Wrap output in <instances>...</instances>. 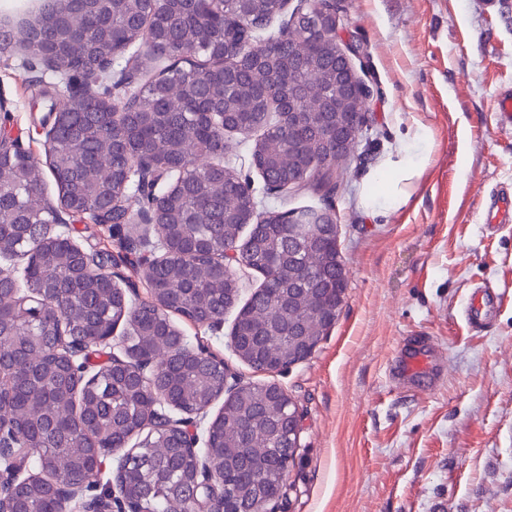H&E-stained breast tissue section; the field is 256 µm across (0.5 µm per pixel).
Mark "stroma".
Wrapping results in <instances>:
<instances>
[{
	"label": "stroma",
	"instance_id": "obj_1",
	"mask_svg": "<svg viewBox=\"0 0 512 512\" xmlns=\"http://www.w3.org/2000/svg\"><path fill=\"white\" fill-rule=\"evenodd\" d=\"M339 4L373 94L360 157L330 199L347 271L334 326L307 359L267 373L234 355V312L217 335L172 321L235 380L279 384L295 402L300 446L279 512H512V223L495 230L483 218L489 194L512 189V124L497 112L512 87V0ZM42 72L0 54V128L43 163V112L31 95ZM252 143L243 138L235 166L263 206H320L307 191L267 193ZM403 146L423 165L410 198L368 207ZM485 283L510 302L473 330L462 310ZM409 336L443 352L436 387L394 380Z\"/></svg>",
	"mask_w": 512,
	"mask_h": 512
}]
</instances>
